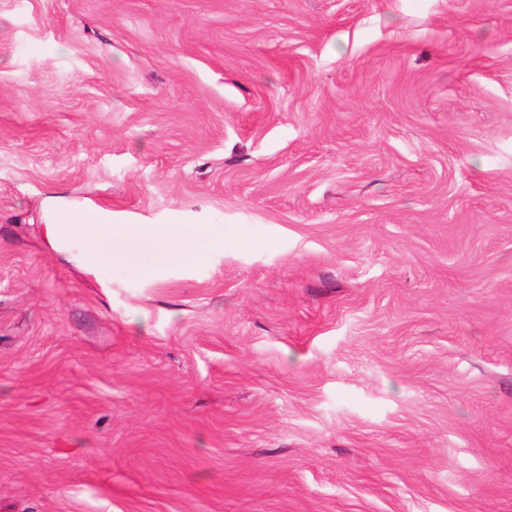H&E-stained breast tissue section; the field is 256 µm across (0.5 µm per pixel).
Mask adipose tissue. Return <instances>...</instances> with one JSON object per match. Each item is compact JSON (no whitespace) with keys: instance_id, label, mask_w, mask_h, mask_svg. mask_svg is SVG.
I'll return each mask as SVG.
<instances>
[{"instance_id":"1","label":"adipose tissue","mask_w":512,"mask_h":512,"mask_svg":"<svg viewBox=\"0 0 512 512\" xmlns=\"http://www.w3.org/2000/svg\"><path fill=\"white\" fill-rule=\"evenodd\" d=\"M141 241L151 249L156 263L180 265L202 256L208 247L203 229L180 224H142L137 228ZM45 236L50 245L61 247L72 238L85 243L84 258L96 266L111 260L114 249L128 243V228L102 217L79 216L64 224H49Z\"/></svg>"}]
</instances>
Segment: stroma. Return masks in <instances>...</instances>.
Instances as JSON below:
<instances>
[{
  "instance_id": "stroma-1",
  "label": "stroma",
  "mask_w": 512,
  "mask_h": 512,
  "mask_svg": "<svg viewBox=\"0 0 512 512\" xmlns=\"http://www.w3.org/2000/svg\"><path fill=\"white\" fill-rule=\"evenodd\" d=\"M0 512H512V0H0ZM127 224H112L109 218H90L87 214L67 222V224H46L45 236L50 245L61 246L74 237L85 243L84 259L91 266L112 260V247L124 248L128 244ZM110 248H106V246ZM141 241L151 249L154 261L180 265L202 256L208 248L204 230L183 224H138Z\"/></svg>"
}]
</instances>
